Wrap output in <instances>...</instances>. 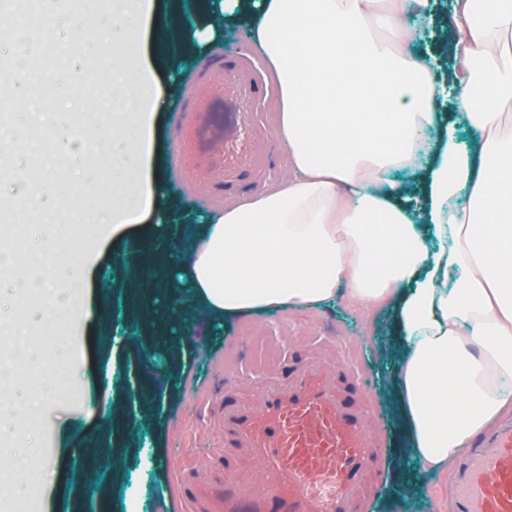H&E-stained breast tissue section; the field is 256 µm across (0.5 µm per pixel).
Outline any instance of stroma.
<instances>
[{
  "instance_id": "stroma-1",
  "label": "stroma",
  "mask_w": 512,
  "mask_h": 512,
  "mask_svg": "<svg viewBox=\"0 0 512 512\" xmlns=\"http://www.w3.org/2000/svg\"><path fill=\"white\" fill-rule=\"evenodd\" d=\"M177 11L185 40L170 62L158 69L160 98L152 130L151 174L166 188V204L184 218L169 233L185 240L190 224L208 223L209 197L192 194L173 159L176 126L185 87L213 55L252 53L249 24L225 22L211 39L197 29L207 15L224 11V0H206V11L182 9V0H161ZM103 150L84 161L86 186L78 202L109 218L112 198L94 175L112 167ZM153 220L129 224L102 242L87 229L73 238L75 252L92 255L94 275L82 290L85 321L76 329L57 327L43 337L44 356L27 363L18 396L39 390L43 415L24 424L25 432L52 442L53 456L31 451L43 467L50 491L42 512H177L176 478L185 469H203L222 451L209 426L208 410L230 377L255 380L270 369H286L290 357L321 348L366 373L371 398L387 427L386 488L371 512H448L439 496L447 477L421 476L406 454L407 425L393 399L391 373L397 335L379 315L372 328L344 302L321 314L271 311L221 321L195 318L184 296L167 287L143 299L147 272L142 243L153 236Z\"/></svg>"
}]
</instances>
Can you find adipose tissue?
Masks as SVG:
<instances>
[{
  "label": "adipose tissue",
  "mask_w": 512,
  "mask_h": 512,
  "mask_svg": "<svg viewBox=\"0 0 512 512\" xmlns=\"http://www.w3.org/2000/svg\"><path fill=\"white\" fill-rule=\"evenodd\" d=\"M256 49L280 94L274 135L285 149L275 188L213 213L191 250L158 244L209 319L271 309L324 311L344 296L365 323L392 314L399 330L394 378L408 418L410 452L423 473L454 459L512 411V0H453L448 52L462 66L438 78L413 47L432 0H246ZM156 0H100L94 21L80 0H24L0 10L16 101L42 91L44 105L73 100L97 113L111 98L108 137L122 148L124 183L99 172L115 227L155 216L176 223L165 188L147 173L155 120L152 80L183 40L175 20L156 21ZM119 36L120 70L103 86L86 60L106 33ZM67 46L36 67L29 49L46 35ZM455 89L459 126L439 128L438 105ZM471 139L459 148L457 130ZM21 133L0 129V174L14 179L0 211L16 216L0 235V285L15 288L0 315V405L34 419L38 392L15 397L17 368L38 347L29 326L80 323L76 305L93 273L59 230L52 267L19 254L25 218L70 208L65 175H24ZM420 174L427 201L396 171Z\"/></svg>",
  "instance_id": "ef3b65f1"
}]
</instances>
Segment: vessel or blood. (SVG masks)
I'll return each instance as SVG.
<instances>
[{"mask_svg": "<svg viewBox=\"0 0 512 512\" xmlns=\"http://www.w3.org/2000/svg\"><path fill=\"white\" fill-rule=\"evenodd\" d=\"M255 70L237 56L210 59L182 100L174 151L183 180L219 195L253 179L266 139ZM365 374L320 357L270 374L242 400L232 390L209 417L224 440L219 478H177L179 512H361L378 486L383 442ZM451 512H512V419L482 434L455 464Z\"/></svg>", "mask_w": 512, "mask_h": 512, "instance_id": "b4317fda", "label": "vessel or blood"}]
</instances>
